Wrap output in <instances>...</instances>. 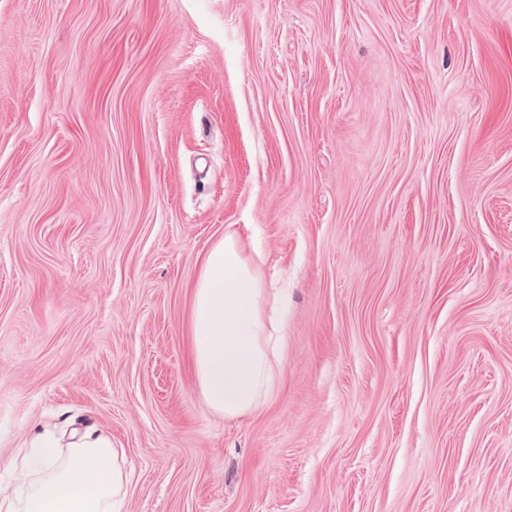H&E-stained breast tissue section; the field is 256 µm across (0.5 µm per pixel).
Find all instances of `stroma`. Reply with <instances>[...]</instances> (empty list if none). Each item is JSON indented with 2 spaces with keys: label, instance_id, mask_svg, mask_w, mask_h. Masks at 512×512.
<instances>
[{
  "label": "stroma",
  "instance_id": "35a3bbf8",
  "mask_svg": "<svg viewBox=\"0 0 512 512\" xmlns=\"http://www.w3.org/2000/svg\"><path fill=\"white\" fill-rule=\"evenodd\" d=\"M276 392L188 359L209 247ZM74 421L124 512H512V0H0V495ZM281 300L236 236L224 235L204 255L192 294L190 362L204 403L224 419L250 415L274 391L288 346Z\"/></svg>",
  "mask_w": 512,
  "mask_h": 512
}]
</instances>
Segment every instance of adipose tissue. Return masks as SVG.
I'll list each match as a JSON object with an SVG mask.
<instances>
[{
  "instance_id": "obj_1",
  "label": "adipose tissue",
  "mask_w": 512,
  "mask_h": 512,
  "mask_svg": "<svg viewBox=\"0 0 512 512\" xmlns=\"http://www.w3.org/2000/svg\"><path fill=\"white\" fill-rule=\"evenodd\" d=\"M281 300L236 236L206 252L192 294L190 362L214 413L245 417L273 393L288 346ZM24 451L19 491L0 497V512H121L126 454L109 437L86 432L64 449L44 431Z\"/></svg>"
}]
</instances>
